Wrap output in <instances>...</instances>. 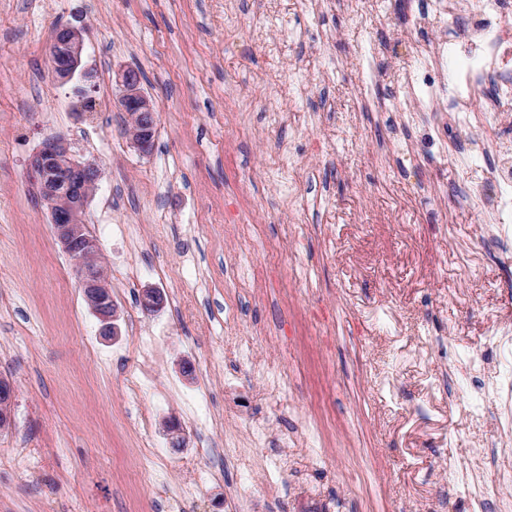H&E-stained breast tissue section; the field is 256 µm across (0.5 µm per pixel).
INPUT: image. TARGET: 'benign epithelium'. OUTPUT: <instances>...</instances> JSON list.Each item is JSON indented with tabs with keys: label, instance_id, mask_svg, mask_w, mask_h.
<instances>
[{
	"label": "benign epithelium",
	"instance_id": "obj_1",
	"mask_svg": "<svg viewBox=\"0 0 512 512\" xmlns=\"http://www.w3.org/2000/svg\"><path fill=\"white\" fill-rule=\"evenodd\" d=\"M83 43L78 28L65 25L57 30L49 48V59L58 77L69 80L81 63ZM120 106L127 116L124 134L140 151L148 152L154 142L158 107L140 88L139 72L125 69L117 75ZM28 178L38 200L50 215L53 234L61 249L74 261L84 300L98 320L99 335L106 339L118 335L117 307L112 300L109 277L101 249L83 222V212L98 186L99 167L74 157L69 146L50 138L29 157ZM147 313L158 311L163 295L148 288L140 299ZM14 390L0 380V429L10 425Z\"/></svg>",
	"mask_w": 512,
	"mask_h": 512
}]
</instances>
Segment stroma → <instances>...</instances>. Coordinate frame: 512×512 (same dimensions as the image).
<instances>
[{
    "label": "stroma",
    "instance_id": "obj_1",
    "mask_svg": "<svg viewBox=\"0 0 512 512\" xmlns=\"http://www.w3.org/2000/svg\"><path fill=\"white\" fill-rule=\"evenodd\" d=\"M415 0L351 17L300 0H0V378L16 389L0 431V512H512L492 449L512 448V265L478 240L490 183L469 144L512 159V99L492 130L452 137L387 105L439 29L404 31ZM297 26L281 33L278 16ZM81 27L78 73L52 71L57 26ZM141 73L158 106L150 152L125 136L116 75ZM61 138L102 172L83 221L136 224L100 238L119 335L103 341L56 244L26 163ZM159 289L163 309L140 296ZM162 334L153 391L134 398L135 336ZM191 363L192 375L182 372ZM290 370L280 405L268 379ZM209 393V419L184 420ZM148 413L150 424L136 423ZM185 444L147 458L163 422ZM314 431L309 446L249 447ZM281 453L288 470L264 466ZM211 475L194 504L156 496Z\"/></svg>",
    "mask_w": 512,
    "mask_h": 512
}]
</instances>
